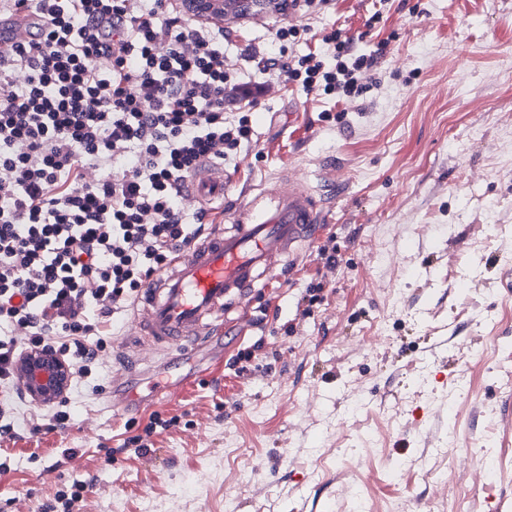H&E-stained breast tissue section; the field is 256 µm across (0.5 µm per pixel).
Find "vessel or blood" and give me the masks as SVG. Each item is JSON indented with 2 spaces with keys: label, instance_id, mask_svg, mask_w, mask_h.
<instances>
[{
  "label": "vessel or blood",
  "instance_id": "vessel-or-blood-1",
  "mask_svg": "<svg viewBox=\"0 0 512 512\" xmlns=\"http://www.w3.org/2000/svg\"><path fill=\"white\" fill-rule=\"evenodd\" d=\"M31 16L0 14V63L30 39ZM222 164L206 161L186 182L201 204L223 197ZM330 202L307 182L281 175L247 191L227 210L226 226H213L149 280L136 302L140 343L164 346L171 359H185L219 336L226 311L250 302L261 282L281 279L288 261L325 223ZM144 372L125 356L112 381V408L133 414L155 405L158 387L139 388Z\"/></svg>",
  "mask_w": 512,
  "mask_h": 512
}]
</instances>
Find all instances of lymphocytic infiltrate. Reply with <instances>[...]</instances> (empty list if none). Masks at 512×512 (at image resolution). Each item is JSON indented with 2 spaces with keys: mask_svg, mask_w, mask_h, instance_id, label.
Instances as JSON below:
<instances>
[{
  "mask_svg": "<svg viewBox=\"0 0 512 512\" xmlns=\"http://www.w3.org/2000/svg\"><path fill=\"white\" fill-rule=\"evenodd\" d=\"M36 14L32 40L0 68V394L24 352L52 349L88 380L115 314L174 252L202 235L186 179L252 132L274 80L353 100L389 43L360 52L343 29L326 53L255 56L238 77L224 31L175 0H0ZM235 120H227V113Z\"/></svg>",
  "mask_w": 512,
  "mask_h": 512,
  "instance_id": "f902f5d3",
  "label": "lymphocytic infiltrate"
}]
</instances>
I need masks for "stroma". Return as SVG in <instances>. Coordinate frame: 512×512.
<instances>
[{
	"label": "stroma",
	"mask_w": 512,
	"mask_h": 512,
	"mask_svg": "<svg viewBox=\"0 0 512 512\" xmlns=\"http://www.w3.org/2000/svg\"><path fill=\"white\" fill-rule=\"evenodd\" d=\"M375 13L363 48L386 38L390 52L361 97L277 82L224 161L225 206L285 170L331 180L329 223L250 312L228 314L222 350L154 373L174 392L152 410L109 403L130 313L65 426L30 400L0 404L14 427L0 437V512H44L85 479L79 512H428L454 477L469 512H512L498 470L512 435L499 358L512 352V0H335L310 25L355 36ZM273 26L225 17L230 64L252 69L247 48L269 45ZM154 412L179 423L148 454L107 461ZM482 463L480 483L464 480Z\"/></svg>",
	"instance_id": "1"
}]
</instances>
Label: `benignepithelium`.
Wrapping results in <instances>:
<instances>
[{"label": "benign epithelium", "mask_w": 512, "mask_h": 512, "mask_svg": "<svg viewBox=\"0 0 512 512\" xmlns=\"http://www.w3.org/2000/svg\"><path fill=\"white\" fill-rule=\"evenodd\" d=\"M186 9L198 19L224 17L227 0H185ZM72 373L67 362L47 349L35 350L24 358L22 383L27 397L48 405L63 398L71 384Z\"/></svg>", "instance_id": "benign-epithelium-1"}]
</instances>
